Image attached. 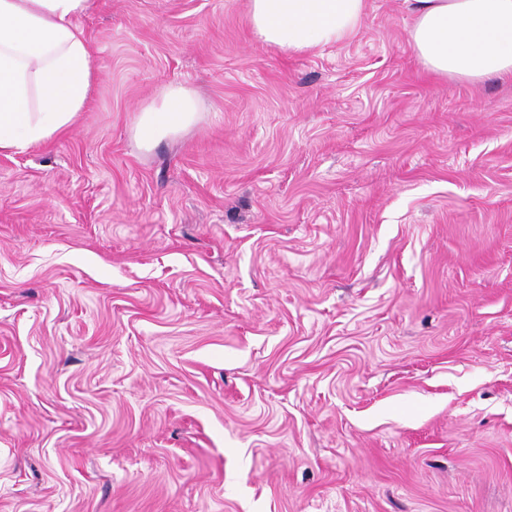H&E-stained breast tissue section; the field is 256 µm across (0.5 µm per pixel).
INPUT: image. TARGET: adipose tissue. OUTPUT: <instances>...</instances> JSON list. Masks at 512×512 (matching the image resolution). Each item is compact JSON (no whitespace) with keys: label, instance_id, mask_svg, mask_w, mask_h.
Here are the masks:
<instances>
[{"label":"adipose tissue","instance_id":"obj_1","mask_svg":"<svg viewBox=\"0 0 512 512\" xmlns=\"http://www.w3.org/2000/svg\"><path fill=\"white\" fill-rule=\"evenodd\" d=\"M409 40L424 67L480 81L512 73V0H404ZM92 0H0V153L18 154L71 128L92 89L95 62L77 21ZM365 0H247L252 32L288 53L342 43L361 27ZM196 95L165 87L137 119L140 143L199 119Z\"/></svg>","mask_w":512,"mask_h":512}]
</instances>
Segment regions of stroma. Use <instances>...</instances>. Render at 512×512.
<instances>
[{"label":"stroma","instance_id":"stroma-1","mask_svg":"<svg viewBox=\"0 0 512 512\" xmlns=\"http://www.w3.org/2000/svg\"><path fill=\"white\" fill-rule=\"evenodd\" d=\"M411 23L94 0L85 109L0 153V512H512V78ZM365 0H248L252 32L264 45L314 53L356 35ZM196 95L180 85L165 87L158 100L140 111L137 135L143 146L176 136L199 119Z\"/></svg>","mask_w":512,"mask_h":512}]
</instances>
